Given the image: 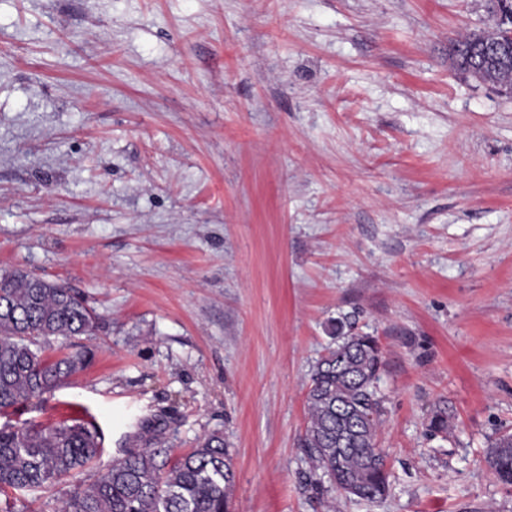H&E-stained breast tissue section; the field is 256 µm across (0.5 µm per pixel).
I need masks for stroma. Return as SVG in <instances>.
Masks as SVG:
<instances>
[{
	"instance_id": "obj_1",
	"label": "stroma",
	"mask_w": 512,
	"mask_h": 512,
	"mask_svg": "<svg viewBox=\"0 0 512 512\" xmlns=\"http://www.w3.org/2000/svg\"><path fill=\"white\" fill-rule=\"evenodd\" d=\"M484 0H0V271L99 316L94 359L0 424L101 457L224 435L230 512H324L298 447L331 327L376 336L390 487L340 512H512V97L459 70ZM448 430L431 433L437 411ZM486 463L504 484L512 485V434L501 435L487 450Z\"/></svg>"
}]
</instances>
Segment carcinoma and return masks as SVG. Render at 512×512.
Wrapping results in <instances>:
<instances>
[{
	"label": "carcinoma",
	"instance_id": "1",
	"mask_svg": "<svg viewBox=\"0 0 512 512\" xmlns=\"http://www.w3.org/2000/svg\"><path fill=\"white\" fill-rule=\"evenodd\" d=\"M491 25L452 42L455 65L482 83L512 87V56L492 57L506 42L496 11ZM98 316L65 285L23 271L0 273V412L54 392L84 370L89 352L44 356L50 336L93 331ZM313 367L308 419L298 447L310 465V485L322 495L328 479L339 495L376 502L389 490L387 458L378 448L382 400L377 393L382 352L374 336L342 334ZM102 435L92 424L0 425V494L36 491L73 476L96 460ZM486 463L512 485V434L487 450ZM232 455L224 434L213 432L172 461L168 449L128 448L59 512H227L234 486Z\"/></svg>",
	"mask_w": 512,
	"mask_h": 512
}]
</instances>
